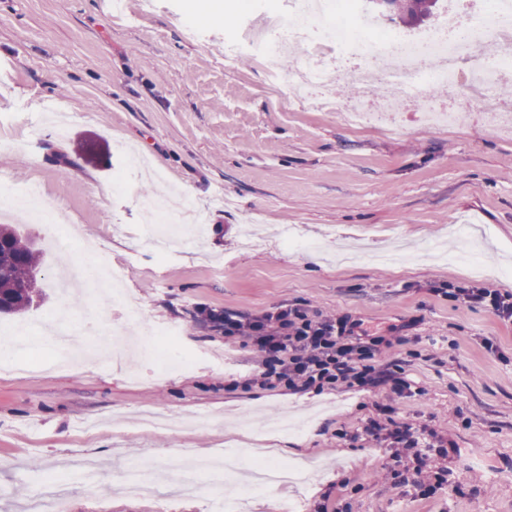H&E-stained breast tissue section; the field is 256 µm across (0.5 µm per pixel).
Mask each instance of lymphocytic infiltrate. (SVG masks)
<instances>
[{"label": "lymphocytic infiltrate", "mask_w": 512, "mask_h": 512, "mask_svg": "<svg viewBox=\"0 0 512 512\" xmlns=\"http://www.w3.org/2000/svg\"><path fill=\"white\" fill-rule=\"evenodd\" d=\"M207 318L225 335L245 337L257 348L261 362L256 380L260 385L276 380L295 392L340 385L362 389L386 385L393 399L380 405L385 415L394 412V399L412 394L410 383L398 371L373 364L376 340L364 336L347 316L323 314L312 318L300 309L286 308L254 316L211 312ZM368 433L376 440L390 442L394 463H401L403 451H413L416 466L403 474V483L423 496L441 488L443 471L435 463L432 445L422 441L418 431L391 430L375 423Z\"/></svg>", "instance_id": "f902f5d3"}]
</instances>
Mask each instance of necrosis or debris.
<instances>
[{"label": "necrosis or debris", "mask_w": 512, "mask_h": 512, "mask_svg": "<svg viewBox=\"0 0 512 512\" xmlns=\"http://www.w3.org/2000/svg\"><path fill=\"white\" fill-rule=\"evenodd\" d=\"M246 38L265 62L294 57L293 98L349 124L368 113L388 124L411 108L447 116L452 127L473 112L484 113L496 127L512 115V101L496 92L512 76V0H449L431 26L414 32L389 27L369 0H290L287 14H259ZM371 77L387 90L382 100L331 92L340 79ZM441 84L455 90L444 102L434 95ZM4 206L34 223L64 221L36 183L1 195Z\"/></svg>", "instance_id": "1"}]
</instances>
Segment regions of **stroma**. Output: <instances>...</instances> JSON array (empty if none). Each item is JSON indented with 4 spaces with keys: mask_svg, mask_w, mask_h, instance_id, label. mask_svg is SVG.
<instances>
[{
    "mask_svg": "<svg viewBox=\"0 0 512 512\" xmlns=\"http://www.w3.org/2000/svg\"><path fill=\"white\" fill-rule=\"evenodd\" d=\"M251 21L240 0H154L108 17L104 0H0V186L36 180L72 226L18 224L42 254L47 299L28 312L104 319L123 362L83 357L39 369L53 351L33 335L23 372L0 373V512H25L44 485L65 490L69 512H512V322L454 301L445 285L512 292V133L473 118L430 129L414 112L386 127L346 125L289 101V61L272 66L235 51ZM58 104L70 129L42 122ZM132 148L163 172L114 191ZM223 189L228 207L212 208ZM188 195L166 262L140 243L145 201ZM312 239L307 255L283 229ZM70 234L64 249L53 233ZM480 253L481 267L449 261ZM92 255L124 269L130 319L109 294L56 290L59 271ZM297 307L338 312L386 340L378 365L398 364L414 390L398 425L424 428L441 448L442 488L431 497L388 475L391 450L361 431L385 388L293 393L250 383L251 341L202 321L201 310L257 315ZM159 323L183 331L194 366L157 370ZM159 409L189 426L154 431ZM288 418L294 431L269 427ZM224 447L264 449L307 465L300 486L250 489L248 470L197 472L193 496L173 490L186 463ZM95 460L88 485L72 468ZM164 479L159 496L127 494L135 464Z\"/></svg>",
    "mask_w": 512,
    "mask_h": 512,
    "instance_id": "stroma-1",
    "label": "stroma"
}]
</instances>
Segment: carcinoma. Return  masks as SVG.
<instances>
[{"mask_svg":"<svg viewBox=\"0 0 512 512\" xmlns=\"http://www.w3.org/2000/svg\"><path fill=\"white\" fill-rule=\"evenodd\" d=\"M401 22L430 19L439 0H387ZM37 250L16 232L13 225H0V314L26 312L42 295L38 282Z\"/></svg>","mask_w":512,"mask_h":512,"instance_id":"obj_1","label":"carcinoma"}]
</instances>
